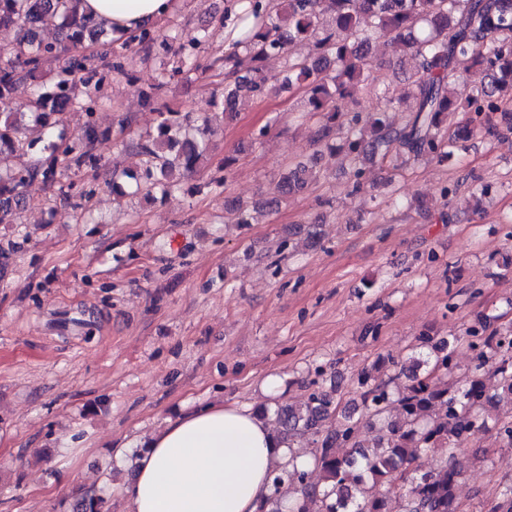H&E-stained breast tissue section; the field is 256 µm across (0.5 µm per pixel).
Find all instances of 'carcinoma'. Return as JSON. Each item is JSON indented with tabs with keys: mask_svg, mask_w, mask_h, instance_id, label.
<instances>
[{
	"mask_svg": "<svg viewBox=\"0 0 512 512\" xmlns=\"http://www.w3.org/2000/svg\"><path fill=\"white\" fill-rule=\"evenodd\" d=\"M83 0H0V28L16 34L17 53L0 66V163L39 150L31 162L0 170V224L16 223L26 207L24 188L35 180L56 189L76 211L89 196L63 172L97 167L90 145L105 135L95 114L110 103L109 81L134 83L127 60L142 50L169 54L165 35L147 25L113 40L109 55H84L77 48L104 44L105 23L82 8ZM228 35L243 30L213 61L224 86L214 95L216 112L199 115L170 109L128 147L140 157L133 168L112 169V194L168 200L184 181L210 162L209 136L233 120L241 100L277 89L305 88L310 115L319 117L316 152L288 166L277 195L258 208L238 205L235 223L255 222L254 214L272 211L307 189L319 177V156L346 150L353 195L363 198V168H397V161H442L462 148L478 129L501 120L512 130V0H224L217 19ZM58 35L53 41L43 31ZM207 34L182 44L162 62L155 91L185 73L187 62L206 50ZM381 43L414 62L407 91L384 90L380 106L348 115L340 102L355 97L373 76L372 44ZM310 44L314 53L295 48ZM285 57L271 74L265 62ZM480 67L485 81L467 88L454 82L460 69ZM29 85L26 111L17 109L18 88ZM79 108L85 121L68 132V115ZM407 112L396 125L388 113ZM472 353L473 367L456 374V353ZM360 416L346 411L332 392L312 390L299 401L258 408L276 437L288 448V461L274 469L273 493L262 512H391V494L400 512H468L458 497L462 473L448 459L490 432L499 447L512 449V327L484 315L452 338L423 337L398 361L375 364L356 379ZM310 448L307 463L297 449ZM428 452L440 460L423 469ZM72 512H106L101 496L82 497ZM489 512H512V482L495 489Z\"/></svg>",
	"mask_w": 512,
	"mask_h": 512,
	"instance_id": "cac0c4a2",
	"label": "carcinoma"
}]
</instances>
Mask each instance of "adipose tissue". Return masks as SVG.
Wrapping results in <instances>:
<instances>
[{
    "label": "adipose tissue",
    "mask_w": 512,
    "mask_h": 512,
    "mask_svg": "<svg viewBox=\"0 0 512 512\" xmlns=\"http://www.w3.org/2000/svg\"><path fill=\"white\" fill-rule=\"evenodd\" d=\"M171 0H84L90 14L129 33L166 14ZM136 474L116 492L126 512H258L271 470L287 460L253 410L207 405L187 411L144 443Z\"/></svg>",
    "instance_id": "ef3b65f1"
}]
</instances>
